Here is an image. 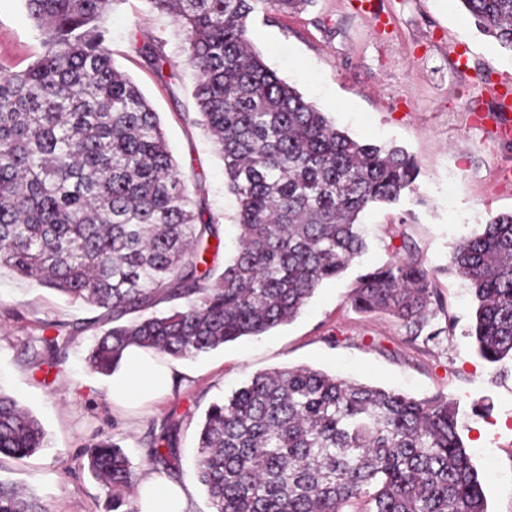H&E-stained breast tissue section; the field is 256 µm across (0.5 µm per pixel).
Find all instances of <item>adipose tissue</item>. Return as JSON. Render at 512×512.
I'll use <instances>...</instances> for the list:
<instances>
[{"mask_svg":"<svg viewBox=\"0 0 512 512\" xmlns=\"http://www.w3.org/2000/svg\"><path fill=\"white\" fill-rule=\"evenodd\" d=\"M171 368L156 364L144 349L128 347L112 374V398L122 403H135L146 394L164 391L173 381ZM139 512H191L190 483H178L166 474L148 471L136 486Z\"/></svg>","mask_w":512,"mask_h":512,"instance_id":"1","label":"adipose tissue"}]
</instances>
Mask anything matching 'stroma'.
<instances>
[{
	"label": "stroma",
	"mask_w": 512,
	"mask_h": 512,
	"mask_svg": "<svg viewBox=\"0 0 512 512\" xmlns=\"http://www.w3.org/2000/svg\"><path fill=\"white\" fill-rule=\"evenodd\" d=\"M107 27L115 64L159 113L192 196L205 199L220 226L221 250L232 253L236 202L197 121L196 72L181 28L148 0H117ZM248 36L267 66L338 128L411 154L417 180L398 202L366 212V252L342 278L324 283L294 321L178 360L170 390L137 405L113 402L109 377L86 364L102 309L0 274V389L40 421L48 440L31 457H1L0 479L45 512H106L107 491L86 466L90 445L111 438L139 476L149 467V432L166 429L176 439L174 475L192 483L193 512H212L196 481V434L207 409L254 374L309 366L418 398L458 399L487 510L512 512V361L490 364L476 353L474 295L450 263L459 242L512 213V181L500 178L512 167V144L497 139L493 122L474 121L512 91V52L476 28L461 0H376L371 13L358 0H313L299 13L261 7L248 21ZM40 43L22 0H0V63L25 69ZM146 44L161 46L163 70L142 55ZM406 244L433 272L439 301L427 327L438 336L431 341L391 314L358 312L347 299L360 274ZM59 333L70 338L62 362L37 365L34 351Z\"/></svg>",
	"instance_id": "stroma-1"
}]
</instances>
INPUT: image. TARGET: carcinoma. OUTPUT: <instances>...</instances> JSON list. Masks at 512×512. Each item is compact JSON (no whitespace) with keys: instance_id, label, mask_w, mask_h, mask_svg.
<instances>
[{"instance_id":"carcinoma-1","label":"carcinoma","mask_w":512,"mask_h":512,"mask_svg":"<svg viewBox=\"0 0 512 512\" xmlns=\"http://www.w3.org/2000/svg\"><path fill=\"white\" fill-rule=\"evenodd\" d=\"M114 2L24 0L41 52L22 71L0 64V271L105 310L111 326L87 358L102 375L130 344L189 358L293 321L364 252L360 215L398 201L419 175L403 149L338 129L252 50L257 3L288 12L312 0H148L183 30L198 122L238 202V245L219 265V225L203 219L159 113L112 58ZM460 2L512 51V0ZM450 262L473 290L479 356L512 360V214L459 243ZM348 299L420 331L432 273L409 247ZM162 301L168 311L143 315ZM460 429L454 400L274 369L210 405L196 477L213 512H345L366 496L373 512H487ZM44 441L40 422L0 391V455L24 458ZM150 460L176 467L171 434L152 438ZM88 469L108 489V512H138L120 445L98 440ZM0 512L43 510L0 480Z\"/></svg>"}]
</instances>
